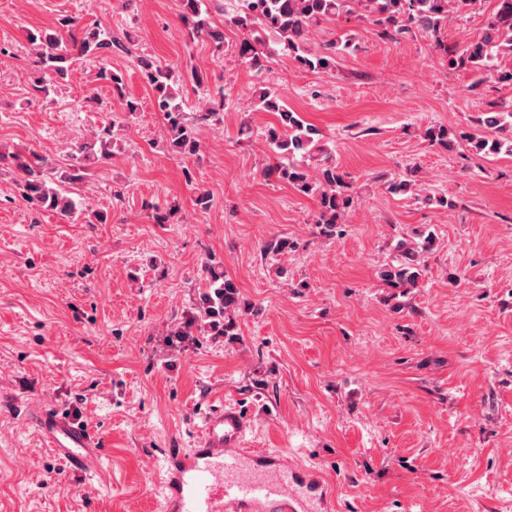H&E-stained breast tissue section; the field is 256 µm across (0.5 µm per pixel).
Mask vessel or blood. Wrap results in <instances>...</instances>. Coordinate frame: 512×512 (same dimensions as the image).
Wrapping results in <instances>:
<instances>
[{"mask_svg":"<svg viewBox=\"0 0 512 512\" xmlns=\"http://www.w3.org/2000/svg\"><path fill=\"white\" fill-rule=\"evenodd\" d=\"M29 425L62 452L73 473L90 475L102 450L89 431L54 406L30 407ZM249 424L232 406L210 413L188 448L163 451V512H321L327 496L311 470L246 448Z\"/></svg>","mask_w":512,"mask_h":512,"instance_id":"1","label":"vessel or blood"}]
</instances>
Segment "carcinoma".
I'll return each instance as SVG.
<instances>
[{
    "instance_id": "cac0c4a2",
    "label": "carcinoma",
    "mask_w": 512,
    "mask_h": 512,
    "mask_svg": "<svg viewBox=\"0 0 512 512\" xmlns=\"http://www.w3.org/2000/svg\"><path fill=\"white\" fill-rule=\"evenodd\" d=\"M476 0H236L227 22L242 30L244 39L241 53L246 64L258 75L266 70L272 55H288L299 66L312 70H329L336 57L354 48L352 36L331 39L319 51L310 48L311 29L330 22L341 15H356L372 19L385 29L396 33L416 29L435 35L448 18V12L471 6ZM181 18L190 41L210 42L217 47L224 44V31L211 21L202 0H180ZM31 51L39 67L34 90L50 94V87L66 79L74 60L82 57L94 61L95 80L122 90L123 77L112 69V56L127 53L129 47L122 39L99 22L82 25L71 15L57 19L52 31L37 30L27 35ZM512 55V0H497L496 10L487 22L481 40L460 51H451L449 65L467 68L482 84L492 78L494 60L501 55ZM144 82L154 92V110L165 122L168 143L172 151L187 159L199 150L195 125L217 123L221 120L224 99L213 100L207 107L188 120L181 102L175 71L168 65L140 60ZM255 106L263 112L276 115L278 125L268 129L266 142L276 156L269 173L296 185L305 194L319 198L318 223L323 233L334 236L341 232L340 219L350 203L347 184L338 173L330 151L315 140L318 130L299 113L289 108L277 90L264 85L255 90ZM139 111V104L127 101L122 118H114L96 135L75 147V154L67 170L60 171L53 161L38 152L26 156L5 155L0 151V166L8 159L20 172L17 186L21 197L35 210H46L73 222L84 212L83 205L69 196L67 186L82 182L91 175V168L109 159V146L116 127ZM485 131L475 134H457L446 127L429 128L427 140L445 150H452L457 139H463L476 154H512V110H490L483 120ZM315 162V173L296 162V156ZM424 271L419 251L409 248L398 264L388 266L380 277L394 288H416ZM209 291L202 295L194 308L195 318L206 321L213 335H233L237 324L234 318L239 290L236 283L224 274L218 263L204 265Z\"/></svg>"
}]
</instances>
